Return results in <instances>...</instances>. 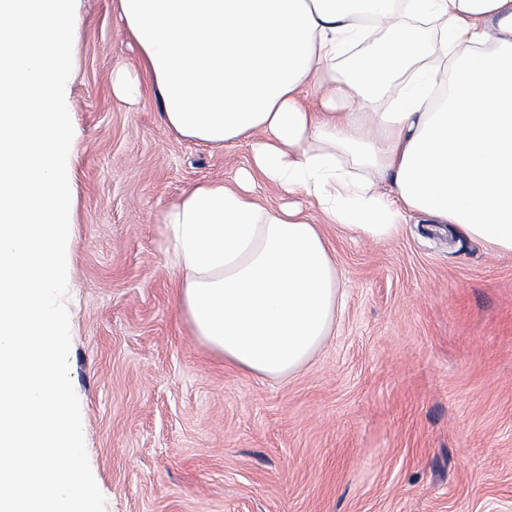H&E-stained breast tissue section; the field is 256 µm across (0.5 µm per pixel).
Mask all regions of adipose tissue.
<instances>
[{
	"label": "adipose tissue",
	"mask_w": 512,
	"mask_h": 512,
	"mask_svg": "<svg viewBox=\"0 0 512 512\" xmlns=\"http://www.w3.org/2000/svg\"><path fill=\"white\" fill-rule=\"evenodd\" d=\"M115 8L140 71L113 70V94L154 88L179 136L250 147L234 181L196 184L163 215L181 311L225 363L285 379L330 336L341 278L314 215L376 243L421 217L512 254V0ZM370 31L390 38L340 68Z\"/></svg>",
	"instance_id": "1"
}]
</instances>
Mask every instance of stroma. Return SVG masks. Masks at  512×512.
Segmentation results:
<instances>
[{"instance_id": "1", "label": "stroma", "mask_w": 512, "mask_h": 512, "mask_svg": "<svg viewBox=\"0 0 512 512\" xmlns=\"http://www.w3.org/2000/svg\"><path fill=\"white\" fill-rule=\"evenodd\" d=\"M82 0L69 373L105 512H512V254L447 224L373 243L324 225L344 284L297 374L226 366L178 307L164 211L249 148L171 131L112 94L137 57Z\"/></svg>"}]
</instances>
